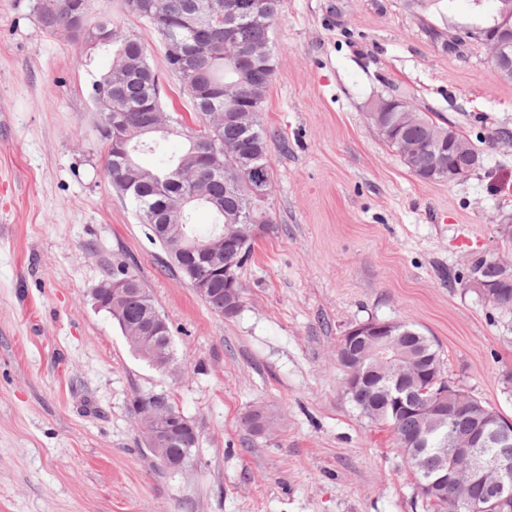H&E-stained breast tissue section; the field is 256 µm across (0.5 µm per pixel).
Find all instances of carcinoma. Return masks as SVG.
I'll return each mask as SVG.
<instances>
[{"label":"carcinoma","mask_w":512,"mask_h":512,"mask_svg":"<svg viewBox=\"0 0 512 512\" xmlns=\"http://www.w3.org/2000/svg\"><path fill=\"white\" fill-rule=\"evenodd\" d=\"M151 0H127L131 12L144 19L157 33L163 44L171 42L200 43L218 52L215 57H209L200 65L198 76L195 78L197 89L188 87L176 62L170 56H165L167 69L181 82L183 89L189 95L195 111L203 119L202 127L190 128L175 122V127L167 134L142 135L131 140L126 146V152L117 149L114 143L115 135L109 130L101 115H96L95 126L105 144V173L112 188L119 194H124L123 179L130 176L127 164H132L143 173H154L167 178L165 188L159 192L143 184L144 195L136 202L140 223L144 224L149 238L159 242L154 230L157 224H183L188 236L192 239L204 240L206 233H199L192 222V212L196 207H207L204 202L188 207L176 214L171 213V205L181 196L196 188L197 183H205L209 196L222 203L219 208H209L214 217L212 229L224 227L226 224H245L249 218H254L260 224L272 223L270 213L265 209L268 197L257 196L252 189L255 182L263 184L266 191H271V162L268 153L270 132L262 122L263 104H258L254 121L249 126H242L235 121L224 118L216 123L212 114L224 111V86L240 85L246 89L250 86L268 87L274 77V71L266 64H274V55H269V62L241 58H224V42H226V25L224 20H213L202 26L190 28L186 24L190 12L197 8L203 0H162V7L156 17L151 18L142 13L143 2ZM268 13L256 20L249 16L237 17L232 29V42L238 49L245 50L253 47L270 48L269 31L272 23L278 18L281 0H267ZM67 11H58L53 3L37 8L40 25L48 32H55L61 26H74L73 39L80 42L83 50L89 52L101 46L112 47V61L127 60L133 67L130 77L112 94L118 104L125 109L129 122L133 125H143L148 121L154 105L161 104L159 77L148 62L147 45L138 37L123 32L117 21L109 15H101L95 21H89V0H65ZM398 112H381L379 118L383 125L391 131V135L383 132L378 136L386 145L395 150L404 160L409 170L419 179L429 182H442L446 177L439 174L437 167L448 161V129H453L457 135L461 130L450 121H436L424 112H417V120L402 123ZM217 129L219 139L224 148V169L211 170L201 158L194 157L192 143L195 138ZM181 138L186 142L185 149L177 156L168 157L164 153V143L169 139ZM242 151L252 155L255 178L246 181H236L232 178L233 152ZM143 152H153L160 155L159 162L154 166H145L138 160ZM166 265L179 274L184 280H189L187 269L198 266L199 258L185 256L178 259L170 253H165ZM205 303L217 313H224V280H218L212 285ZM406 334L402 344L407 349H416L427 356H434L435 362H440L439 345L435 339L421 332L415 324L404 323ZM457 399H463L476 406L474 415H462L455 419L454 429L460 435L469 434L478 424L480 417L486 411L496 412L492 406L459 391ZM364 401L373 404V410L363 412V415L373 421H383L393 428L396 445L399 451H404L406 441L420 433V425L412 416H404L398 420L385 413L382 404L376 402V397L366 395ZM452 457L446 455V446L441 440L433 438L424 448L421 456V466L415 467L410 461L405 465L411 470L416 482L431 481L442 473ZM472 502L462 506L453 489L448 488L442 494L431 498L424 497L426 505L440 512H487L483 499V491L476 486L471 490Z\"/></svg>","instance_id":"cac0c4a2"}]
</instances>
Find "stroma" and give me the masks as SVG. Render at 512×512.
Listing matches in <instances>:
<instances>
[{"instance_id": "obj_1", "label": "stroma", "mask_w": 512, "mask_h": 512, "mask_svg": "<svg viewBox=\"0 0 512 512\" xmlns=\"http://www.w3.org/2000/svg\"><path fill=\"white\" fill-rule=\"evenodd\" d=\"M35 3L0 0V512H428L392 428L346 395L336 345L372 319L413 321L447 380L512 417V311L467 283L472 256L512 260V81L481 45H444L494 0H283L262 112L273 221L231 318L165 267L105 175L87 90L111 53L79 63ZM103 13L147 44L165 112L198 127L148 23L125 0H93ZM390 94L461 127L482 165L414 176L367 119ZM119 259L170 328L168 374L93 300ZM151 391L200 435L180 471L138 427L131 401ZM257 408L261 435L245 424Z\"/></svg>"}]
</instances>
